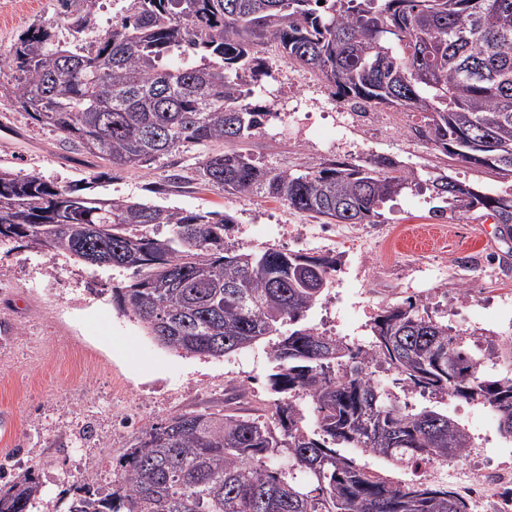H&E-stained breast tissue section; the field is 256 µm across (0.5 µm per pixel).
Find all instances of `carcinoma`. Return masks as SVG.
<instances>
[{
	"instance_id": "carcinoma-1",
	"label": "carcinoma",
	"mask_w": 512,
	"mask_h": 512,
	"mask_svg": "<svg viewBox=\"0 0 512 512\" xmlns=\"http://www.w3.org/2000/svg\"><path fill=\"white\" fill-rule=\"evenodd\" d=\"M56 2L53 20L0 52V77L37 125L113 168L149 169L195 147L205 186L277 199L329 224L377 223L415 182L392 159L290 173L236 149L273 115L251 99L261 48L274 43L347 102L415 112V135L512 177V0H130L102 29L100 0ZM58 26L72 43L57 40ZM214 142L229 149L213 152ZM431 187L450 211H485L512 238V197L447 175ZM230 223L0 168V244L133 271L113 294L159 345L222 357L277 338L271 416L176 414L126 449L110 491L89 475L53 512H468L448 486L387 481L334 445L412 470L472 448L448 414L415 410L379 385L378 361L403 389L481 401L512 438V375L482 370L485 348L512 367V338L488 336L483 348L478 331L454 330L410 300L373 319L367 349L328 336L306 318L327 295L336 257L231 249ZM36 492L29 476L8 482L0 512H34Z\"/></svg>"
}]
</instances>
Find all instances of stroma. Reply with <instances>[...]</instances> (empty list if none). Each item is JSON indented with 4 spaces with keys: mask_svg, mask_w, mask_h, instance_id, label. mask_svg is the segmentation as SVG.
<instances>
[{
    "mask_svg": "<svg viewBox=\"0 0 512 512\" xmlns=\"http://www.w3.org/2000/svg\"><path fill=\"white\" fill-rule=\"evenodd\" d=\"M54 13V0H0V50ZM260 58L256 102L275 103L280 116L247 146L257 163L294 173L337 160L362 164L388 157L398 169L416 173L423 188L387 202L380 223L326 224L275 199L199 186L193 149L149 170L128 168L93 182L83 156L13 106L6 79L0 81V165L22 176L78 184L91 195L228 214L251 228L245 242L229 231L226 242L234 246L274 245V224L308 228L305 241L288 242V249L338 260L332 286L309 320L349 343L368 346L373 316L409 299L457 330L512 336V241L502 242L483 212L461 219L440 214L427 188L445 174L508 196L512 178L446 156L415 136L416 113L380 106L359 118L344 111L332 84L288 63L275 45L264 46ZM171 170L182 175V184L159 190ZM115 275L22 241L0 244V414L10 418L0 426V467L11 480L33 473L44 503L68 496L85 476L111 475L145 426L189 411L265 415L276 398L268 384V342L220 358L164 348L123 312L112 294ZM404 398L447 412L471 436L465 457L440 465L439 482L467 470L512 467V440L500 434L482 403L414 389Z\"/></svg>",
    "mask_w": 512,
    "mask_h": 512,
    "instance_id": "obj_1",
    "label": "stroma"
}]
</instances>
